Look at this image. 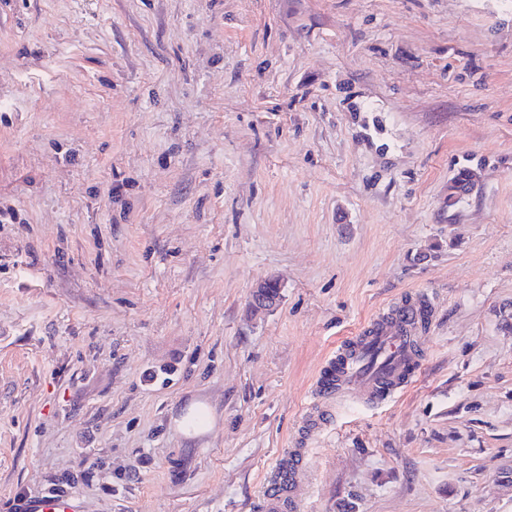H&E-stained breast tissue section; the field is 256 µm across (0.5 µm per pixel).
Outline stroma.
<instances>
[{
    "instance_id": "1",
    "label": "stroma",
    "mask_w": 512,
    "mask_h": 512,
    "mask_svg": "<svg viewBox=\"0 0 512 512\" xmlns=\"http://www.w3.org/2000/svg\"><path fill=\"white\" fill-rule=\"evenodd\" d=\"M6 206L0 512H261L323 359L415 293L309 512H512V0H0ZM16 512H82L76 498L63 493H53L37 499H23L17 503Z\"/></svg>"
}]
</instances>
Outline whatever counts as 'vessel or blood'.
Returning a JSON list of instances; mask_svg holds the SVG:
<instances>
[{
  "label": "vessel or blood",
  "instance_id": "vessel-or-blood-1",
  "mask_svg": "<svg viewBox=\"0 0 512 512\" xmlns=\"http://www.w3.org/2000/svg\"><path fill=\"white\" fill-rule=\"evenodd\" d=\"M431 311L429 297L415 295L379 314L329 354L312 383L308 429L321 428L343 396L377 405L405 387L419 368L416 336ZM306 455V448L296 447L277 457L272 466L277 480L264 484L261 491L264 512H298L303 506ZM18 512H82V504L70 495L53 493L21 500Z\"/></svg>",
  "mask_w": 512,
  "mask_h": 512
}]
</instances>
